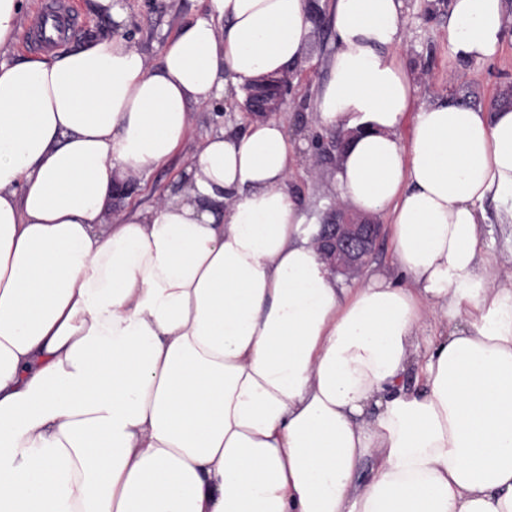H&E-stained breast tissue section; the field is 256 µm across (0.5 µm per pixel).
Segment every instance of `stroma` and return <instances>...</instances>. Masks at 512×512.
Here are the masks:
<instances>
[{
    "label": "stroma",
    "instance_id": "35a3bbf8",
    "mask_svg": "<svg viewBox=\"0 0 512 512\" xmlns=\"http://www.w3.org/2000/svg\"><path fill=\"white\" fill-rule=\"evenodd\" d=\"M131 22L124 34L130 44L158 60L162 45L179 25L204 6L203 0H128ZM405 40L400 54L408 65L421 100L437 102L449 89L472 86L482 102H490L512 86V32L497 54L484 62H458L448 52L443 17L448 0H404ZM334 41L327 23L314 26L303 65L295 72L293 89L276 118L282 122L298 160L294 177L301 200L315 222H323L336 202L334 181L337 158L334 151L322 148L330 130L312 112L315 87L324 79V60ZM250 117L235 92L211 106L191 113L192 139L157 169L148 179L134 184L130 197L137 205L156 203L174 188L189 165L195 143L206 135L227 128L244 129Z\"/></svg>",
    "mask_w": 512,
    "mask_h": 512
}]
</instances>
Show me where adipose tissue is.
I'll use <instances>...</instances> for the list:
<instances>
[{
	"mask_svg": "<svg viewBox=\"0 0 512 512\" xmlns=\"http://www.w3.org/2000/svg\"><path fill=\"white\" fill-rule=\"evenodd\" d=\"M82 7L94 38L0 62V512H512V277L482 235L512 224V108L421 101L403 0H328L314 113L393 245L343 288L277 120L201 139L153 206L113 194L192 109L301 65L309 0H206L156 63L120 0ZM511 29L449 0L455 59Z\"/></svg>",
	"mask_w": 512,
	"mask_h": 512,
	"instance_id": "obj_1",
	"label": "adipose tissue"
}]
</instances>
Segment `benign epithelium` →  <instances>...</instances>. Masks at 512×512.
<instances>
[{
    "label": "benign epithelium",
    "instance_id": "obj_1",
    "mask_svg": "<svg viewBox=\"0 0 512 512\" xmlns=\"http://www.w3.org/2000/svg\"><path fill=\"white\" fill-rule=\"evenodd\" d=\"M291 84V75L262 80L246 92L245 107L250 115L269 118L281 110ZM382 225L369 216L338 204L327 222L319 225L314 244L330 270L351 279L372 261L381 237Z\"/></svg>",
    "mask_w": 512,
    "mask_h": 512
}]
</instances>
